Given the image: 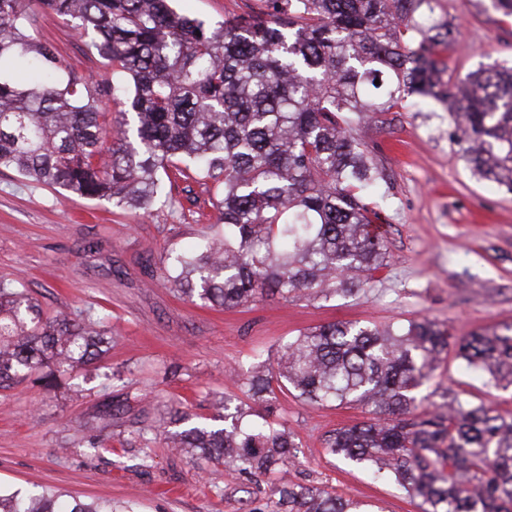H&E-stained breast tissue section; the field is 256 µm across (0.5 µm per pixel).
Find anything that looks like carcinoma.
I'll return each mask as SVG.
<instances>
[{"label":"carcinoma","mask_w":512,"mask_h":512,"mask_svg":"<svg viewBox=\"0 0 512 512\" xmlns=\"http://www.w3.org/2000/svg\"><path fill=\"white\" fill-rule=\"evenodd\" d=\"M172 0H0V168L149 213L170 169L222 187L224 233L172 253L164 280L226 309L270 296L355 297L388 264L368 200L391 187L352 124L409 98L448 112L474 175L512 193V69L448 75L458 33L438 0H263L207 24ZM90 35L112 66L110 124L99 92L33 36L36 12ZM420 36L407 46L404 33ZM90 311L44 315L28 289L0 284V387L36 382L100 358L108 338ZM512 391V324L459 334L436 320L332 322L288 339L274 365L237 374L209 422L175 411L171 447L270 475L297 459L295 433L270 421L277 393L314 405H362L370 418L328 435L344 463L391 479L422 512H512V415L450 387L419 411L417 393L449 353ZM0 512H116L46 488L0 489ZM267 512H367L335 492L289 483Z\"/></svg>","instance_id":"cac0c4a2"}]
</instances>
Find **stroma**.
Wrapping results in <instances>:
<instances>
[{
  "label": "stroma",
  "instance_id": "stroma-1",
  "mask_svg": "<svg viewBox=\"0 0 512 512\" xmlns=\"http://www.w3.org/2000/svg\"><path fill=\"white\" fill-rule=\"evenodd\" d=\"M257 2L176 0L174 7L214 24ZM437 11L459 31L448 50L452 75L512 66V19L493 0H439ZM35 36L92 85L111 80V69L70 23L41 14ZM356 130L392 195L378 221L388 265L352 298L276 296L234 309L184 300L163 279V262L219 231L210 180L178 181L172 194L184 208L138 215L0 169V282H21L48 315L93 310L111 339L101 365L60 372L53 391L30 379L0 389V486H39L135 512H266L278 487L303 483L350 496L369 512H419L401 487L326 452L330 431L365 418L360 406L279 395L272 419L296 433L300 454L260 478L214 481L210 462L170 451L161 426L176 409L214 416L220 399L239 392L229 368L276 359L288 338L324 323L404 324L426 316L464 332L512 324V195L472 176L449 138L447 112L431 101L416 108L405 102ZM91 242L99 252L87 251ZM444 386L512 413V394L484 387L458 362L422 392ZM117 393L128 397L126 414L112 420L103 404Z\"/></svg>",
  "mask_w": 512,
  "mask_h": 512
}]
</instances>
